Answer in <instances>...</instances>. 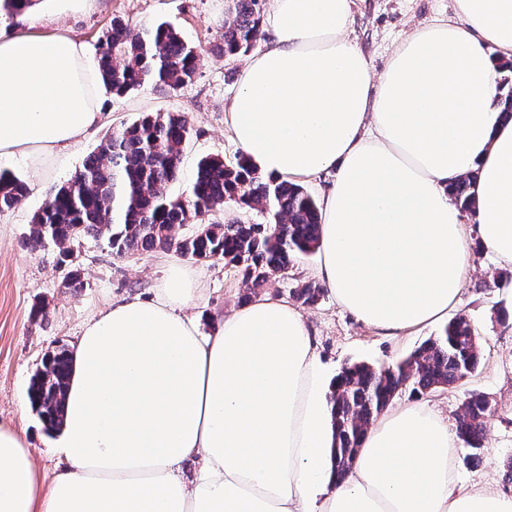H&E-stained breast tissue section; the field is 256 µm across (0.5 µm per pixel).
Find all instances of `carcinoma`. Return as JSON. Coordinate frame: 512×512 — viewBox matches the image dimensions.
<instances>
[{
    "label": "carcinoma",
    "instance_id": "1",
    "mask_svg": "<svg viewBox=\"0 0 512 512\" xmlns=\"http://www.w3.org/2000/svg\"><path fill=\"white\" fill-rule=\"evenodd\" d=\"M264 0H229L231 18L224 22L216 51L235 57L264 38ZM202 52L187 44L165 23L135 31L120 17L98 44L97 62L107 89L116 97L151 84L177 89L196 78ZM189 129L184 116L147 113L117 136L107 135L87 156L73 178L51 190L31 219L28 242L34 249L51 243L61 255L67 244L93 236L122 256L140 250L175 249L198 261L223 260L239 268L248 290L267 288L288 277L295 260L318 251L321 212L305 189L262 175L238 154L232 160L206 156L196 166L187 195L171 196L170 182L180 174ZM476 176L451 184L449 195L465 211L475 207ZM28 193L24 181L0 171V214L10 211ZM234 202L258 207L264 224L211 217ZM195 224L194 233L178 238L175 228ZM322 288L314 282L297 285L292 298L317 303ZM481 336L458 316L440 335L424 341L394 366L353 363L336 376L330 397L335 431L334 465L342 477L370 423L407 386L423 391L451 388L471 377L481 356ZM69 351L59 349L29 386L32 407L52 428L63 424L70 374ZM491 402L472 392L462 404L458 435L479 458Z\"/></svg>",
    "mask_w": 512,
    "mask_h": 512
}]
</instances>
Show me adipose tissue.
<instances>
[{
    "label": "adipose tissue",
    "mask_w": 512,
    "mask_h": 512,
    "mask_svg": "<svg viewBox=\"0 0 512 512\" xmlns=\"http://www.w3.org/2000/svg\"><path fill=\"white\" fill-rule=\"evenodd\" d=\"M455 4L378 74L349 35L354 0H270L265 46L224 107L264 175L335 172L317 277L383 336L447 318L470 237L512 268V120L499 103L512 0ZM103 84L69 31L0 33V165L41 180L101 124ZM470 174L467 213L448 187ZM194 296L174 264L152 298L86 322L52 442L66 466L44 480L26 436L0 427V512H512L511 493L460 480L457 436L421 405L377 417L336 478L334 381L303 314L265 293L206 334Z\"/></svg>",
    "instance_id": "ef3b65f1"
}]
</instances>
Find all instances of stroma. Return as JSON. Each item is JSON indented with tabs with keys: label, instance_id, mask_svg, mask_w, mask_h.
<instances>
[{
	"label": "stroma",
	"instance_id": "35a3bbf8",
	"mask_svg": "<svg viewBox=\"0 0 512 512\" xmlns=\"http://www.w3.org/2000/svg\"><path fill=\"white\" fill-rule=\"evenodd\" d=\"M227 5L228 0H94L85 11L65 13L56 0H36L29 11L7 19L9 27L18 29L32 27L44 33L68 29L92 50L113 17H123L138 29L165 21L187 43L204 51L198 74L186 87L145 86L122 98L105 95L101 126L49 164L41 183L30 187L15 208L0 214V426L26 433L45 479H52L66 465L62 456L48 450L50 433L28 396L30 381L48 354L72 348L85 322L113 300L152 297L172 262L194 273L198 294L193 311L203 332H211L223 314L244 303L247 289L241 274L221 261H196L173 249L120 257L104 241L84 237L71 243L63 263L54 245L34 250L26 244L31 217L50 190L71 179L106 134L119 132L141 114L174 112L187 119L190 133L181 175L170 185V193L187 191L201 157L230 159L237 154L224 121V104L238 88L246 58H226L211 51L224 34ZM453 10L454 0H354L350 36L379 72L394 46L418 23ZM470 254L465 286L451 314L466 317L481 336L480 366L463 385L432 392L406 387L392 404H427L453 429L467 393L488 396L493 412L480 459L472 461L470 448L459 446L458 474L467 482L500 487L505 467L512 461V271L501 269L478 239H471ZM76 269L81 272L82 287H66L68 272ZM301 312L310 324L322 364L334 375L356 362L376 367L398 363L443 330L437 324L395 339L382 336L339 306L328 292Z\"/></svg>",
	"mask_w": 512,
	"mask_h": 512
}]
</instances>
